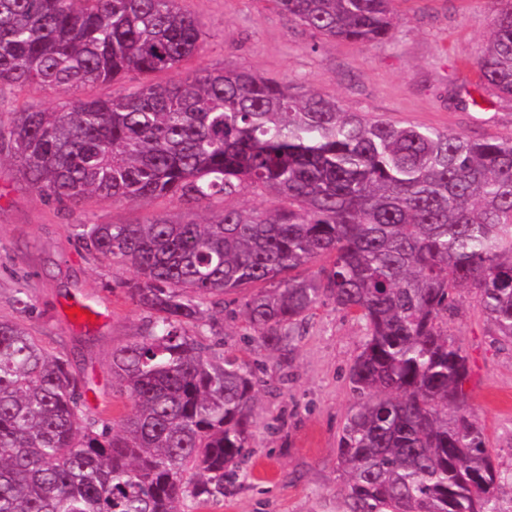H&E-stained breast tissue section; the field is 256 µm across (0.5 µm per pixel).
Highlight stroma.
Instances as JSON below:
<instances>
[{
  "label": "stroma",
  "mask_w": 512,
  "mask_h": 512,
  "mask_svg": "<svg viewBox=\"0 0 512 512\" xmlns=\"http://www.w3.org/2000/svg\"><path fill=\"white\" fill-rule=\"evenodd\" d=\"M180 6L207 32L191 68H245L301 94L336 98L370 118L471 139L512 138V97L485 88L475 66L493 27L492 0H395L391 38L368 44L328 40L298 27L271 0H180ZM68 97L62 89H2L0 128L11 126L19 104L51 110ZM220 209L217 203L192 208L175 198L138 204L94 199L64 208L41 197L10 158L0 159V318L15 317L13 297L24 290L36 336L49 351L74 359L85 413L120 425L131 403L116 391L109 364L113 349L139 336L145 323V312L120 287L136 273L94 260L67 227L141 222L157 213L200 221ZM74 302L91 305L99 318L66 326L64 313ZM448 327L468 358V409L496 464L510 473L512 342L497 336L466 295ZM244 334L243 317L228 316L205 341L258 368L263 424L250 440L257 453L205 512H345L337 440L356 403L348 375L366 336L364 323L333 304L321 305L304 323L288 365Z\"/></svg>",
  "instance_id": "stroma-1"
}]
</instances>
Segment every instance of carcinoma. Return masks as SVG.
Listing matches in <instances>:
<instances>
[{
    "instance_id": "cac0c4a2",
    "label": "carcinoma",
    "mask_w": 512,
    "mask_h": 512,
    "mask_svg": "<svg viewBox=\"0 0 512 512\" xmlns=\"http://www.w3.org/2000/svg\"><path fill=\"white\" fill-rule=\"evenodd\" d=\"M271 2L326 38L376 42L393 28L394 0ZM205 38L178 0H0V87L71 93L0 129V153L39 194L64 207L274 199L204 222L69 226L93 258L137 274L124 288L148 321L110 364L132 412L118 429L87 416L71 357L1 318L0 512H180L186 498L219 499L256 452L259 382L202 328L238 312L288 362L328 301L366 327L338 439L349 512H500L512 473L466 409L468 360L448 318L466 289L512 342V140L367 118L247 69L183 71ZM477 66L512 97V0H496ZM160 73L178 77L80 96ZM144 81L142 76L131 74L127 78L116 81L107 85H100L93 88H88L83 92L86 96H109L127 93L132 90L140 82Z\"/></svg>"
}]
</instances>
